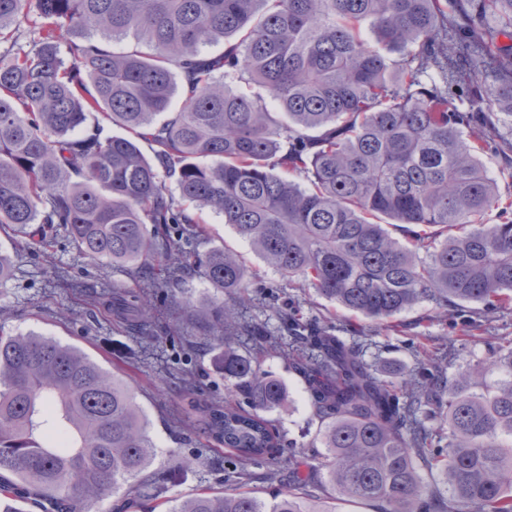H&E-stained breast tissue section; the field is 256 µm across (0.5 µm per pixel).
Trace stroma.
I'll return each mask as SVG.
<instances>
[{"label":"stroma","instance_id":"obj_1","mask_svg":"<svg viewBox=\"0 0 512 512\" xmlns=\"http://www.w3.org/2000/svg\"><path fill=\"white\" fill-rule=\"evenodd\" d=\"M201 226L204 234L195 243L196 254L226 247L242 256L252 271L243 315L265 324L273 334L281 332V309L289 308L303 319L343 329L345 336L364 344L367 362L386 381L407 378L425 351L440 344L451 350L448 375L482 364L488 368L486 383L503 379V371L488 366L489 347L512 342V302L489 313L480 304L440 308L423 301L383 326L322 298L301 280L283 278L222 217L203 211ZM0 251L12 259L9 278L0 282V309L7 314L0 331L37 333L75 346L102 368L124 377L146 417L155 446L150 468L172 473L156 501L159 512H166L171 501L209 489L243 488L269 501L287 488L284 477L271 483H242L230 477L229 451L207 434L202 414L192 406L196 400L244 401L233 383L214 371L211 348L200 341L205 325L188 308L189 303L213 295L204 278L193 273L155 293L151 302L156 314L180 318V337L146 345L130 336L124 320L113 315L108 299L96 296L104 286L125 297L139 294V283L127 268L87 258L57 229L52 230L51 244L45 248L0 234ZM261 368L281 380L289 393L287 407L270 413L272 424L283 442L296 448L304 469L315 479L325 480L322 450L315 445L320 421L302 379L287 358L275 353L262 359ZM186 372L194 377V390H187L180 380ZM182 455L195 456L197 467L177 470L175 461Z\"/></svg>","mask_w":512,"mask_h":512}]
</instances>
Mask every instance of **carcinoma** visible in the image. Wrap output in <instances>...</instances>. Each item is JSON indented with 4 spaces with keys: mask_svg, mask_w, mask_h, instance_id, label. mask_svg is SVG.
Segmentation results:
<instances>
[{
    "mask_svg": "<svg viewBox=\"0 0 512 512\" xmlns=\"http://www.w3.org/2000/svg\"><path fill=\"white\" fill-rule=\"evenodd\" d=\"M23 24L29 48L12 31L0 52V226L30 240L59 224L87 257L138 274L159 257L143 278L149 290L198 269L231 293L205 306L208 340L213 367L249 408H197L238 479L262 466L272 480L285 457L292 466L288 491L270 505L218 491L168 512H323L325 486L261 416L286 401L253 363L273 349L302 376L324 424L328 485L341 500L376 512H512V447L498 441L512 435V346L495 356L510 379L493 389L479 391L480 365L441 378L438 350L401 391L335 330L288 311L283 348L241 319L249 270L237 254L185 251L199 223L191 205L224 216L283 277L374 321L422 300L511 302L512 220L483 219L512 201L481 155L512 153V135L498 134L484 109L488 100L512 119V0H0V32ZM129 36L133 47L113 49ZM219 42L224 50L204 52ZM242 82L261 92L240 91ZM455 98L464 108H448ZM107 124L126 135L105 134ZM401 224L415 226L405 243L387 230ZM117 313L138 328L149 322L143 303ZM243 335L251 358L238 351ZM153 455L118 374L50 338L0 336V479L12 476L0 512H23L13 505L23 494L53 497L54 512H86ZM168 480L155 471L131 492L153 501Z\"/></svg>",
    "mask_w": 512,
    "mask_h": 512,
    "instance_id": "cac0c4a2",
    "label": "carcinoma"
}]
</instances>
